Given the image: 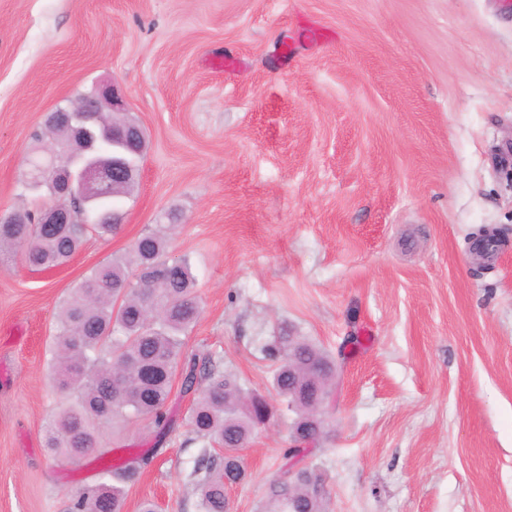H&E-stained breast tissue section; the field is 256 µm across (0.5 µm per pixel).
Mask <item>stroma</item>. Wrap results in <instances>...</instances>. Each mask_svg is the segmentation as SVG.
Returning <instances> with one entry per match:
<instances>
[{"instance_id":"35a3bbf8","label":"stroma","mask_w":512,"mask_h":512,"mask_svg":"<svg viewBox=\"0 0 512 512\" xmlns=\"http://www.w3.org/2000/svg\"><path fill=\"white\" fill-rule=\"evenodd\" d=\"M106 84L146 138L121 228L58 268L0 265V512H64L97 482L43 445L59 312L172 214L201 304L186 353L275 408L230 512H263L287 465L264 351L284 326L338 366L305 457L328 512H512V5L0 0V211L37 204L20 180L46 114ZM482 227L505 233L486 266ZM192 403L173 380L160 450L146 420L105 432L111 456L154 455L123 512H199Z\"/></svg>"}]
</instances>
